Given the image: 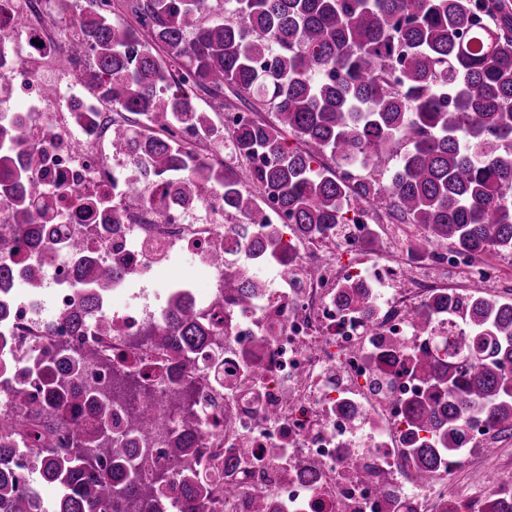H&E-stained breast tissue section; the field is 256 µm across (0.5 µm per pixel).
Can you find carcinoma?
<instances>
[{
	"label": "carcinoma",
	"instance_id": "obj_1",
	"mask_svg": "<svg viewBox=\"0 0 512 512\" xmlns=\"http://www.w3.org/2000/svg\"><path fill=\"white\" fill-rule=\"evenodd\" d=\"M220 6L224 19L213 21L209 0H132L134 20L119 24L91 0L69 19L74 38L57 62L76 68L74 81L96 103L140 117L112 127V140L145 163L144 183H162L192 204L223 191L224 210L240 220L236 234L252 256L288 268L296 258L280 251L285 229L269 224L267 200L300 238L343 236L356 209L422 228L407 245L416 256L440 245L472 257L512 256V0ZM226 87L254 97V112L272 115L230 131L231 149L244 161L236 170L199 161L193 149L161 135L187 124L224 144L193 93L211 92L222 108ZM20 116L0 112V201L8 202L7 220L17 232L37 237L38 212L51 210L53 199L21 160ZM289 135L300 146H290ZM391 155L399 164L388 183L357 175ZM327 156L333 164L324 162ZM56 246L83 269L77 302L56 316L78 332L112 293L118 272L87 259L77 239H58ZM231 252L226 241L211 260L224 265V297L245 308L266 282L242 272ZM13 275L0 264V322L11 313ZM25 276L30 292L42 287L41 267ZM340 299L369 316L378 307L375 289L363 285H347ZM445 316L457 328L434 345L409 352L394 340L388 349L393 364L410 353L408 370L422 386L403 402V414L405 456L424 485L460 459L473 423L512 430V300L487 294L479 282L460 296L437 289L414 308L412 328L425 336ZM219 340L186 298L170 302L164 323L130 344L171 353L167 377L180 388L162 397L146 366L113 368L104 386L89 379L88 365L109 361L100 349L77 351L62 341L28 361L24 374L35 376L42 395L17 384L12 404L0 408V512H208L215 494H242L237 475L253 457L248 442L224 459L219 486L189 460L198 386L188 369L199 346ZM123 394L140 397L141 410H119ZM141 434L165 438L170 471L142 473L134 447ZM20 442L34 453L42 480L60 489L49 508L20 487ZM172 484L178 494L168 506L158 492ZM248 497L249 512H268L262 489ZM484 512H512V497L489 491Z\"/></svg>",
	"mask_w": 512,
	"mask_h": 512
}]
</instances>
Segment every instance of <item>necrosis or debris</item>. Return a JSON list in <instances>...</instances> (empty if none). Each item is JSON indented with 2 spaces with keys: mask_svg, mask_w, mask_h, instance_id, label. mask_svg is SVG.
<instances>
[{
  "mask_svg": "<svg viewBox=\"0 0 512 512\" xmlns=\"http://www.w3.org/2000/svg\"><path fill=\"white\" fill-rule=\"evenodd\" d=\"M50 3L0 0V77L37 101L26 142L34 147L35 172L54 196L53 212L39 221L50 226L55 239H79L95 263L119 269V293L138 278L167 270L174 254L194 257L195 278L174 275L166 284L189 289L199 315L224 337L222 345L202 348L191 370L200 387L197 446L205 474L221 477L227 450L247 440L258 449H287V461L247 465L244 483L262 485L289 512H380L383 486L394 489L399 500L412 501L416 512H429L435 493L407 478L400 454L406 429L400 403L415 396L419 382L403 366L388 367L391 398L382 401L369 387L377 374L371 355L394 338L409 347L421 344L411 326L412 295L432 277L453 272L465 282L490 286L497 280L494 267L449 251L420 266L399 260L404 244L396 226L387 229L390 257L365 258L361 244L369 226L356 213L343 237L302 241L290 289L268 284L253 307L238 309L224 300V269L209 258L211 251L223 249L235 223L224 211L223 192L191 207L171 204L164 217H157L149 197L158 185L131 196L142 181L141 163L113 143L111 128L99 120L74 136L76 111L61 96L45 94L38 75L58 70V51L38 24ZM80 199L101 201L105 208L87 213L77 208ZM339 251L353 255V262L338 261ZM36 261L46 271L41 294L17 303L0 331L11 339V359L41 355L61 340L80 350L96 344V324L76 335L48 324L43 315L69 307L78 297L75 264L53 241L36 249L20 242L0 256L1 264L18 267ZM312 264L316 273L306 276ZM352 281L388 290L376 323L337 303L341 286ZM98 319L111 328L112 361L90 366L89 376L106 378L110 365L139 358L167 363L165 350L128 346L146 327L161 325V310L143 301L110 303ZM259 339L265 345L257 353L253 345ZM252 352L261 373L246 367L245 356ZM350 407L357 419L347 416ZM303 464L317 466L315 481L293 476Z\"/></svg>",
  "mask_w": 512,
  "mask_h": 512,
  "instance_id": "1",
  "label": "necrosis or debris"
}]
</instances>
